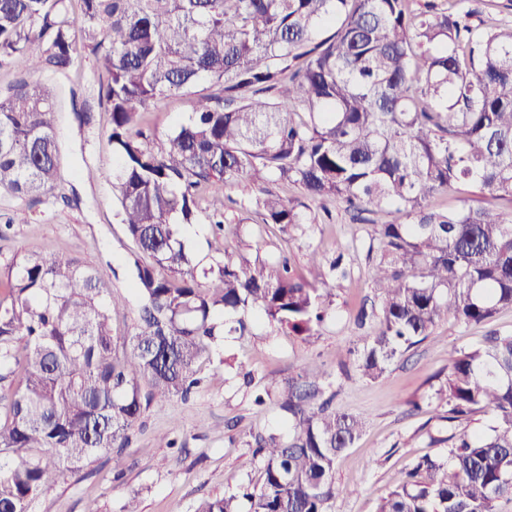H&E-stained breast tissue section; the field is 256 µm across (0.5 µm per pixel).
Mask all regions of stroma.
I'll use <instances>...</instances> for the list:
<instances>
[{
  "label": "stroma",
  "mask_w": 512,
  "mask_h": 512,
  "mask_svg": "<svg viewBox=\"0 0 512 512\" xmlns=\"http://www.w3.org/2000/svg\"><path fill=\"white\" fill-rule=\"evenodd\" d=\"M43 80L58 100L59 179L55 191L36 199L0 193V214L17 217L15 224H0V278L17 250L70 253L104 274L115 299L133 303L132 282L125 274L132 244L117 217L119 202L110 182L86 175L88 169H108L113 163L110 114L97 102L101 72L94 56L82 53L68 71ZM85 99L93 103L92 121L81 126L74 113ZM191 110L190 96L172 93L148 106L143 120L162 134ZM323 205L331 222L313 225L303 235L276 224L230 225L220 234L202 225L191 237L196 259L207 266L228 253L251 261L284 255L296 273L308 275L311 252L333 256L338 245L368 231L367 225L350 223L342 202L329 198ZM350 260L351 277L334 285L335 315L317 335L292 336L264 322L245 337L224 335L198 364L203 383L196 393L143 412L130 432L123 474H115L111 460L100 457L42 496L38 512H85L90 503L100 512H121L132 496L140 512H194L200 501L236 484H258L261 465L248 443L259 432L285 433L288 418L277 401L254 405L252 390L298 375L312 364L330 374L334 408L367 419L361 438L336 461L337 486L353 492L338 495L332 512H377L402 469L425 456H446L445 436L485 430L494 421L488 410L461 423L440 420L429 402L431 386L436 374L447 373L453 350L479 343L492 330L512 335V309L481 324L441 319L431 339L396 360L382 379L367 381L356 371L342 372L336 359L338 349L368 335L355 316L362 303L374 298L364 250L351 251Z\"/></svg>",
  "instance_id": "1"
}]
</instances>
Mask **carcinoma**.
<instances>
[{
	"instance_id": "1",
	"label": "carcinoma",
	"mask_w": 512,
	"mask_h": 512,
	"mask_svg": "<svg viewBox=\"0 0 512 512\" xmlns=\"http://www.w3.org/2000/svg\"><path fill=\"white\" fill-rule=\"evenodd\" d=\"M473 0H0V59L29 74L0 101V191L55 189L60 148L54 100L38 75L93 55L105 73L115 163L112 190L134 251L127 272L139 300L133 332L98 269L76 255L20 252L0 282V512H37L42 495L101 453L122 469L128 431L153 404L187 399L197 363L218 333L245 335L263 316L313 336L350 276L346 249L307 279L287 259L224 255L203 270L184 229L200 223L278 224L306 232L335 198L353 212L392 208L361 246L379 303L358 321L372 336L340 354L377 380L432 335L444 316L465 325L512 307V211L470 203L477 191L512 202V23L477 18ZM195 96L188 121L162 136L140 121L150 103ZM288 182L235 200L224 186ZM461 194L443 209L444 193ZM332 383L310 369L255 394H277L288 434H258L262 482L204 499L195 512H331L336 458L366 420L339 414ZM444 420L478 409L484 433L451 434L448 460L401 472L378 512H498L512 500V336L490 332L448 359L430 395Z\"/></svg>"
}]
</instances>
